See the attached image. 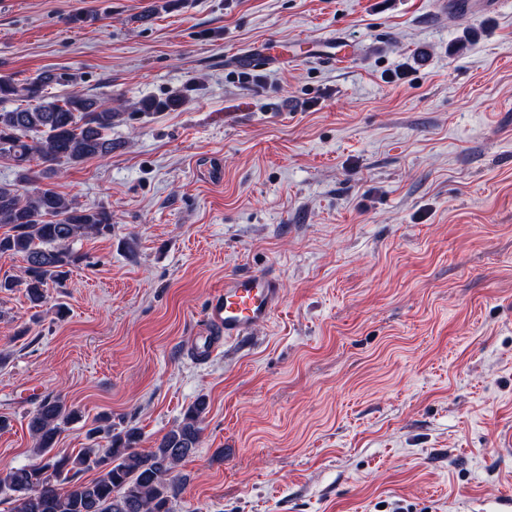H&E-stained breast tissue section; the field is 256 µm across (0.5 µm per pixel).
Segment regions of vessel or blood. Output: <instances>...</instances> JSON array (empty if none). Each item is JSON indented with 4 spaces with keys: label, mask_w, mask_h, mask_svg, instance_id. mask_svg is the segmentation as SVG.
Instances as JSON below:
<instances>
[{
    "label": "vessel or blood",
    "mask_w": 512,
    "mask_h": 512,
    "mask_svg": "<svg viewBox=\"0 0 512 512\" xmlns=\"http://www.w3.org/2000/svg\"><path fill=\"white\" fill-rule=\"evenodd\" d=\"M282 301L280 280L267 273H241L224 279L206 308L214 333L225 340L246 336L255 326L268 322Z\"/></svg>",
    "instance_id": "vessel-or-blood-1"
}]
</instances>
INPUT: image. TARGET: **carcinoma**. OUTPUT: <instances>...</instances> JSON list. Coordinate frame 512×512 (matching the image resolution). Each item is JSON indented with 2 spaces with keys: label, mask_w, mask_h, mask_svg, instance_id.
<instances>
[{
  "label": "carcinoma",
  "mask_w": 512,
  "mask_h": 512,
  "mask_svg": "<svg viewBox=\"0 0 512 512\" xmlns=\"http://www.w3.org/2000/svg\"><path fill=\"white\" fill-rule=\"evenodd\" d=\"M55 77L41 74L23 83L0 77V157L12 160L21 175L42 182L29 195L14 183L0 182V254L20 255L26 262L27 299L45 302L49 284L61 283L85 261L70 243L82 236L112 234V212L103 206L84 207L58 193L49 183L65 164L112 155L114 109L79 91L63 97L50 92ZM180 104L173 96L145 99L141 112H161ZM33 160L40 169L27 165ZM206 401L184 412L176 428L152 448H140L138 428L115 427L103 414L87 432L89 444L75 455L56 450L60 424L79 419L80 412L60 395L45 398L30 414L28 429L43 456L37 464L0 469V495L10 512H175L183 490L176 473L198 447ZM95 470L91 481L83 471Z\"/></svg>",
  "instance_id": "obj_1"
}]
</instances>
